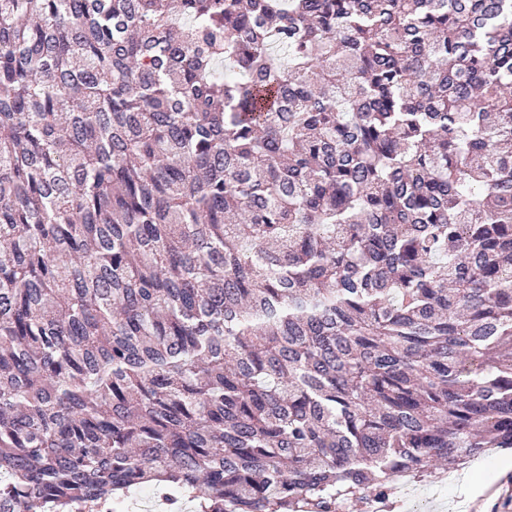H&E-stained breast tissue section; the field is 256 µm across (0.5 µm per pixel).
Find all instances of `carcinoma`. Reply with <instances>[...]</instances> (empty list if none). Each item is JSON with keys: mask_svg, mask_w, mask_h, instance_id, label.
<instances>
[{"mask_svg": "<svg viewBox=\"0 0 512 512\" xmlns=\"http://www.w3.org/2000/svg\"><path fill=\"white\" fill-rule=\"evenodd\" d=\"M512 448V0H0V512H349Z\"/></svg>", "mask_w": 512, "mask_h": 512, "instance_id": "obj_1", "label": "carcinoma"}]
</instances>
